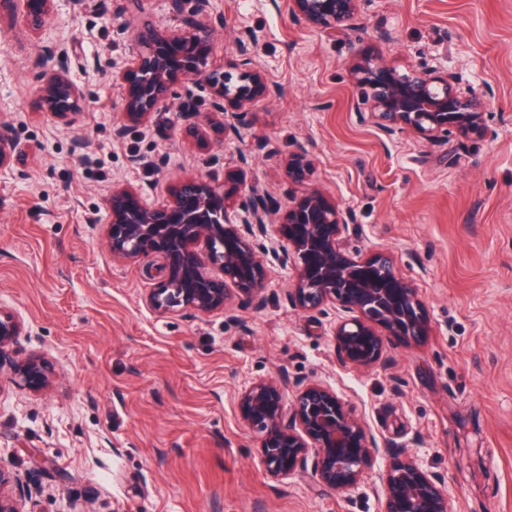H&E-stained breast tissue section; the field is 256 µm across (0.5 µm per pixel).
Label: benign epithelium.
<instances>
[{
    "label": "benign epithelium",
    "mask_w": 512,
    "mask_h": 512,
    "mask_svg": "<svg viewBox=\"0 0 512 512\" xmlns=\"http://www.w3.org/2000/svg\"><path fill=\"white\" fill-rule=\"evenodd\" d=\"M53 0H25L26 20L42 25ZM359 0H292L294 14L330 34L352 24ZM214 31L191 21L183 27L145 26L133 32L138 51L120 79L127 87L126 113L141 123L165 104L173 84L204 76L224 103L243 109L268 94L261 72L252 67L255 36L238 38L242 67L236 72L210 68ZM348 69L368 92L357 103L378 125L393 132L411 128L430 142L451 134L464 140L485 132L483 116L492 105L489 90H459L451 77L428 70L402 74L380 58L353 56ZM82 91L61 69L42 76L43 108L65 120L76 111ZM271 198L246 197L235 172L224 184L185 179L172 200L159 207L143 205L128 186L112 188L108 246L113 259L132 261L157 254L166 278L151 289L146 303L157 313L190 310L211 314L225 309L235 296L263 300L264 253L258 238L268 234ZM352 215L328 202L313 188L288 210L278 234L286 241L277 253L283 265L296 269L288 301L303 311L333 305L344 313L334 332L342 363L356 370L381 358L383 336L418 341L428 334L427 315L416 291L401 278L389 252L367 258L349 253L343 237ZM233 287L226 288L223 282ZM21 323L0 309V355L14 342ZM26 385L45 391L48 366L33 358L14 367ZM242 422L261 439L268 473L285 480L306 472L320 485L346 492L374 468L378 447L362 418L329 385L311 382L287 399L275 380L252 383L239 396ZM31 478L0 467V512H24L32 493ZM373 491L384 499L383 512H448V492L439 477L410 458L396 460L379 477Z\"/></svg>",
    "instance_id": "benign-epithelium-1"
}]
</instances>
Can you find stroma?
Masks as SVG:
<instances>
[{"label":"stroma","mask_w":512,"mask_h":512,"mask_svg":"<svg viewBox=\"0 0 512 512\" xmlns=\"http://www.w3.org/2000/svg\"><path fill=\"white\" fill-rule=\"evenodd\" d=\"M214 32L210 61L239 68L236 37L270 88L225 132L205 80L178 81L172 104L132 123L117 81L149 23L189 15ZM374 55L403 72L452 74L492 89L489 132L432 145L386 135L357 112L345 68ZM66 69L84 90L60 121L41 106V75ZM0 308L22 323L0 358V467L40 486L27 512H381L372 492L394 459L413 457L447 487L450 512H512V0H360L355 25L327 35L291 0H54L44 25L0 21ZM308 165L305 183L288 161ZM272 198L282 223L304 187L351 212L352 253L390 251L423 302L419 342L385 339L374 367L342 365L337 310L305 312L296 271L265 261V301L159 314L146 304L158 256L113 260L109 200L133 187L148 205L181 180L223 182ZM52 370L44 392L11 370ZM276 379L287 396L333 387L366 423L377 462L338 492L299 474L269 476L237 397Z\"/></svg>","instance_id":"35a3bbf8"}]
</instances>
